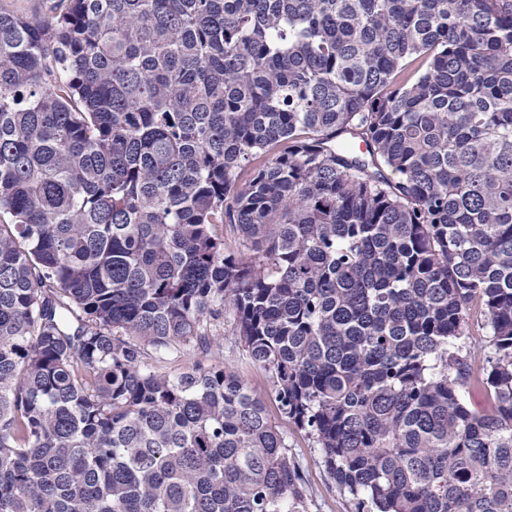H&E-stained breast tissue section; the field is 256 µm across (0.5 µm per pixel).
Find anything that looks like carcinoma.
Segmentation results:
<instances>
[{
    "label": "carcinoma",
    "instance_id": "cac0c4a2",
    "mask_svg": "<svg viewBox=\"0 0 512 512\" xmlns=\"http://www.w3.org/2000/svg\"><path fill=\"white\" fill-rule=\"evenodd\" d=\"M52 2L0 11V512H308L242 375L150 365L228 317L355 512H512V0Z\"/></svg>",
    "mask_w": 512,
    "mask_h": 512
}]
</instances>
